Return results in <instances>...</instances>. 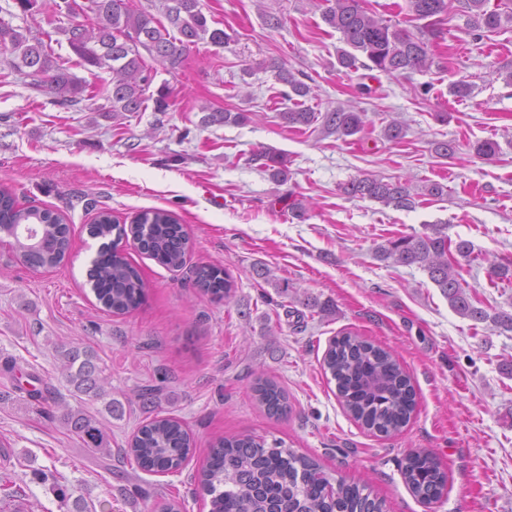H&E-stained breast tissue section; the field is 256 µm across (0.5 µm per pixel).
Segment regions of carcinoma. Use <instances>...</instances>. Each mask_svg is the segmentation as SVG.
I'll return each mask as SVG.
<instances>
[{
  "label": "carcinoma",
  "mask_w": 512,
  "mask_h": 512,
  "mask_svg": "<svg viewBox=\"0 0 512 512\" xmlns=\"http://www.w3.org/2000/svg\"><path fill=\"white\" fill-rule=\"evenodd\" d=\"M69 0H54L55 12L68 19L61 28L72 52L84 68H106L112 72V87L95 89L71 72L64 62L53 59L47 45L29 37L0 17V49L10 51L17 62L14 69L25 72L30 85L46 90L64 107L102 97L106 103L96 112H141L153 101V110H168V86L149 89L156 73L145 56L160 62L167 71L179 70L190 46L205 38L222 47L228 35L221 28H210L201 0H164L163 14L168 24L145 10L132 7L130 0H89L79 12L65 9ZM489 0H408L414 19L423 22L428 32L442 21V15L456 8L467 17L473 32L496 33L502 23H512V0H500L488 8ZM323 21L342 36L349 49L341 51L338 63L349 70L361 67L387 76L423 72L433 64L430 39L416 37L396 28L388 20L367 10L364 0H332L322 14ZM365 60H360L359 55ZM276 80L289 86L288 99L306 97L311 88L284 69ZM291 126H309L318 119L315 112L293 108L282 113ZM325 123L341 136H352L364 127L363 113L338 110L324 116ZM244 112L211 109L203 123L243 124ZM255 160L278 183L288 181V157L285 153L262 148ZM350 198L369 199L396 210H412L422 197L441 200L448 189L440 183L426 184L416 191L399 180L372 176L355 177L340 186ZM446 224H426L421 233L389 237L376 244V259L396 266L426 272L429 280L448 299L451 309L475 322H490L494 328L512 332V312L489 313L476 306L467 293L461 274V261L470 257L472 243L452 241ZM0 232L15 240L17 252L34 269L59 266L70 250V231L63 219L49 209L20 207L13 194L0 189ZM94 237L107 239L133 237L143 251L160 265L179 268L185 262L187 238L178 220L164 209L141 211L126 227L112 222V216L99 212L90 226ZM100 259L92 262L89 281L97 300L113 313H125L141 305L145 289L139 271L116 249L105 244ZM492 280L512 279V259L503 258L490 265ZM195 285L214 298L230 302L237 288L235 278L223 268L211 265L195 270ZM62 376L71 396L84 402H103V411L112 416L122 404L106 390V377L95 351L88 347L62 344L56 348ZM323 369L336 381L338 398L345 411L364 428L391 435L398 432L414 411V393L408 375L393 354L358 334L346 332L332 338L323 358ZM256 400L272 415L290 411L288 397L278 384L261 375L253 386ZM62 419L84 446L102 456L112 455L107 447L102 422L81 407L63 406ZM192 440L183 423L174 417L154 418L142 425L122 450L137 468L155 473L159 469H179L189 458ZM33 479L49 484L67 508V512H88L83 496L73 495L55 481L50 470H32ZM405 482L412 494L424 501L437 497L446 483V475L428 453H409L403 466ZM201 489L210 496V512H384L381 500L366 487L336 480L314 459L283 447L269 445L250 434L220 437L210 448L200 479Z\"/></svg>",
  "instance_id": "carcinoma-1"
}]
</instances>
